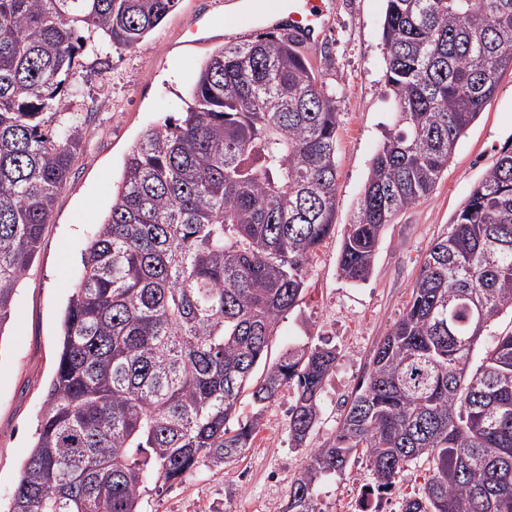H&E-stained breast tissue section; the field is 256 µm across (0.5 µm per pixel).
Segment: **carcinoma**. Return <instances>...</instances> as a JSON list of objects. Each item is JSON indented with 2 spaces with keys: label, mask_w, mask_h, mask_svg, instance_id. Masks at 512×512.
<instances>
[{
  "label": "carcinoma",
  "mask_w": 512,
  "mask_h": 512,
  "mask_svg": "<svg viewBox=\"0 0 512 512\" xmlns=\"http://www.w3.org/2000/svg\"><path fill=\"white\" fill-rule=\"evenodd\" d=\"M396 123L374 155L338 268L367 281L386 225L428 198L512 70V0H386ZM178 0H0V328L88 136L57 111L98 36L130 48ZM177 123L144 132L82 256L55 373L16 491L0 512H142L150 486L252 447L284 387L295 447L318 422L329 345L268 347L299 305L336 224V98L288 33L224 47ZM482 313L476 312V305ZM512 151L428 250L402 318L376 346L334 439L311 452L284 512H317V484L358 451L386 493L433 470L400 512H512ZM263 366L262 380L253 375ZM237 426L230 428V422Z\"/></svg>",
  "instance_id": "obj_1"
}]
</instances>
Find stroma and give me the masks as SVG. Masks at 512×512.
Here are the masks:
<instances>
[{
    "label": "stroma",
    "instance_id": "1",
    "mask_svg": "<svg viewBox=\"0 0 512 512\" xmlns=\"http://www.w3.org/2000/svg\"><path fill=\"white\" fill-rule=\"evenodd\" d=\"M231 2L179 0L134 47L102 43L80 58L74 90L59 100V111L87 116L90 133L0 333L1 502L14 493L34 443L81 255L112 205L125 156L147 128L181 117L201 67L215 51L265 31L258 11L225 28L224 8ZM385 9L386 0H333L318 43L304 50L336 97V232L321 246L299 306L280 322L269 357L277 359L304 342L336 346L339 356L324 384L320 418L306 447H294L288 426L293 392L281 390L265 407L252 448L224 466L203 469L146 495L144 512H283L310 449L333 440L346 403L371 369L376 345L402 316L431 244L447 232L500 153L512 149L508 71L461 138L432 194L386 226L369 280L353 284L340 277L338 258L347 226L371 159L394 124L382 40ZM370 481L366 456H356L341 473L319 483V512H358Z\"/></svg>",
    "mask_w": 512,
    "mask_h": 512
}]
</instances>
